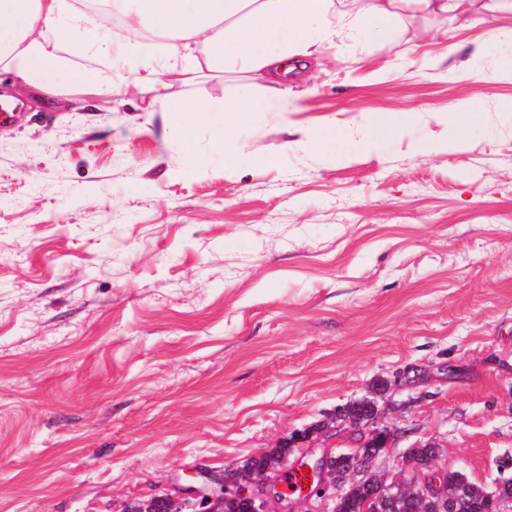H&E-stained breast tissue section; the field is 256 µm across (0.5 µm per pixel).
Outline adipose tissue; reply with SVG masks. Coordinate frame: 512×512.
Instances as JSON below:
<instances>
[{
  "label": "adipose tissue",
  "mask_w": 512,
  "mask_h": 512,
  "mask_svg": "<svg viewBox=\"0 0 512 512\" xmlns=\"http://www.w3.org/2000/svg\"><path fill=\"white\" fill-rule=\"evenodd\" d=\"M348 0H103L90 13L72 0H0V70L19 85L33 88L43 101L72 97H119L129 86L156 92L219 75H239L237 96L225 99V133L213 143L216 153L235 157L230 133L251 112H285L293 101L281 84L324 45L341 38L360 50L370 40L386 41L403 6L433 18L455 13L470 24L465 0H368L357 13ZM123 17L120 56L141 59L143 74L132 80H98L64 68L60 54L71 48L94 55L106 17ZM167 35L163 54L143 42L142 30ZM409 115L390 118L348 134L326 127L307 139L327 153L349 154L389 140L405 128Z\"/></svg>",
  "instance_id": "ef3b65f1"
}]
</instances>
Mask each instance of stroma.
I'll use <instances>...</instances> for the list:
<instances>
[{
  "mask_svg": "<svg viewBox=\"0 0 512 512\" xmlns=\"http://www.w3.org/2000/svg\"><path fill=\"white\" fill-rule=\"evenodd\" d=\"M406 13L391 42L327 46L291 112L233 127L196 103L234 78L42 103L0 75V512H122L370 399L409 448L489 485L512 477V74L489 30ZM466 102L481 123L444 112ZM411 115L328 159L304 133ZM367 425L291 457L358 448Z\"/></svg>",
  "mask_w": 512,
  "mask_h": 512,
  "instance_id": "35a3bbf8",
  "label": "stroma"
}]
</instances>
